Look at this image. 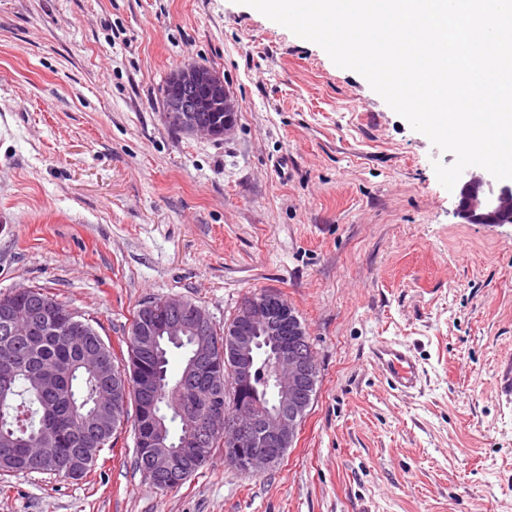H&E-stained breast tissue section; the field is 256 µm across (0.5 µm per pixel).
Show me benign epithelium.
Returning a JSON list of instances; mask_svg holds the SVG:
<instances>
[{"instance_id":"1","label":"benign epithelium","mask_w":512,"mask_h":512,"mask_svg":"<svg viewBox=\"0 0 512 512\" xmlns=\"http://www.w3.org/2000/svg\"><path fill=\"white\" fill-rule=\"evenodd\" d=\"M163 119L167 126L190 136L216 137L218 126L212 112L224 113V135H229L236 122L237 108L221 77L210 67L188 63L174 71L161 90ZM488 176L466 172L460 190L457 216L463 224H512V182L498 190L487 189ZM159 306L164 314L154 320V329L146 333L151 347L157 349L170 340L189 336L194 341L192 368H206L214 383L223 380L215 370V344L209 327L213 318L203 307L191 304L178 295L163 298ZM0 316L10 323L30 322L39 318L59 327L66 350L50 365L25 369L33 385L43 394L54 393L61 381L77 368H92L101 362L100 349L85 347L90 330L77 315L59 311L45 303L35 309L27 302L12 300L0 304ZM224 358L232 364L233 378L225 385L237 404L232 417L221 406L211 405L198 415H182L185 435L175 440L168 423L155 415L150 426L142 430L144 444L151 448L144 477L152 483L175 471L182 457L180 448L191 442L203 453L209 442L224 439V461L243 473L259 475L279 462L271 448L292 446L298 428L316 395L319 365L305 326L295 308L274 290L262 291L240 303L234 317L224 327ZM264 378L272 385L275 404L259 408L255 382ZM15 372H0V401L11 397ZM119 418L112 395L96 389L92 403L79 415L69 431L75 440L89 431L104 433L105 426ZM60 472L51 450L46 448L45 434L23 438H7L0 444V466L11 471L14 459Z\"/></svg>"}]
</instances>
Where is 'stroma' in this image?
I'll return each mask as SVG.
<instances>
[{
	"mask_svg": "<svg viewBox=\"0 0 512 512\" xmlns=\"http://www.w3.org/2000/svg\"><path fill=\"white\" fill-rule=\"evenodd\" d=\"M237 102L221 139L167 127L178 66ZM434 147L372 90L240 0H0V297L36 286L125 354L145 300L228 322L280 292L317 394L283 459L216 449L154 489L131 425L74 480L0 472V512H512V224H463ZM404 345L419 389L373 349Z\"/></svg>",
	"mask_w": 512,
	"mask_h": 512,
	"instance_id": "1",
	"label": "stroma"
}]
</instances>
